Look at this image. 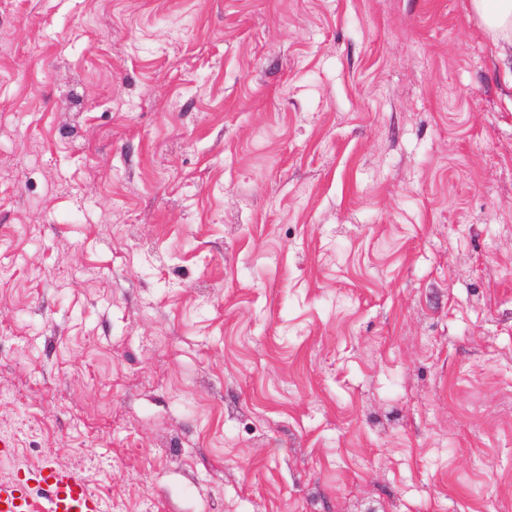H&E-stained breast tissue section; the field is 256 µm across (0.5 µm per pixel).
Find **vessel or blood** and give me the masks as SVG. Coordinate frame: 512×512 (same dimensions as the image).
<instances>
[{"instance_id": "vessel-or-blood-1", "label": "vessel or blood", "mask_w": 512, "mask_h": 512, "mask_svg": "<svg viewBox=\"0 0 512 512\" xmlns=\"http://www.w3.org/2000/svg\"><path fill=\"white\" fill-rule=\"evenodd\" d=\"M32 479L44 487V496L33 499L23 483H2L0 512H103L101 498L88 490L79 475L45 464L33 471Z\"/></svg>"}]
</instances>
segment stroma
Returning a JSON list of instances; mask_svg holds the SVG:
<instances>
[{"label": "stroma", "instance_id": "stroma-1", "mask_svg": "<svg viewBox=\"0 0 512 512\" xmlns=\"http://www.w3.org/2000/svg\"><path fill=\"white\" fill-rule=\"evenodd\" d=\"M467 0H0V440L106 512H512V87Z\"/></svg>", "mask_w": 512, "mask_h": 512}]
</instances>
